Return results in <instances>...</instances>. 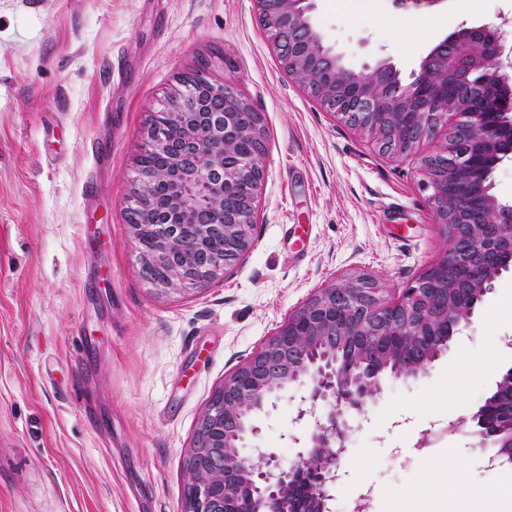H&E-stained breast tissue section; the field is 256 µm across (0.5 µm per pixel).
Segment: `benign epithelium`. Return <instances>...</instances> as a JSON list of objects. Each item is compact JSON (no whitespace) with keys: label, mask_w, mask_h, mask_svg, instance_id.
<instances>
[{"label":"benign epithelium","mask_w":512,"mask_h":512,"mask_svg":"<svg viewBox=\"0 0 512 512\" xmlns=\"http://www.w3.org/2000/svg\"><path fill=\"white\" fill-rule=\"evenodd\" d=\"M260 25L289 74L329 111L366 133L392 158L420 155L421 183L444 246L397 301L367 276L333 281L294 310L248 361L224 378L200 414L186 459L183 512H298L295 491L325 512L333 500L350 429L384 379H408L468 329L495 279L512 268V204L470 209L459 187L492 149L498 119L479 105L494 82L512 103V45L497 24L462 26L440 40L409 80L388 60L355 71L325 45L314 0H255ZM464 41L485 47L460 67ZM167 107L150 114L128 208L133 243L148 279L163 265L167 291L201 285L234 268L252 247L254 213L265 171L260 114L227 81L197 69L180 79ZM454 93H448V87ZM245 137L252 149L227 145ZM432 144L434 149L423 151ZM307 386L295 421L311 428L304 450L284 465L265 448L244 455L259 433L254 417L293 384ZM472 434L490 459L512 465V367L471 416Z\"/></svg>","instance_id":"obj_1"}]
</instances>
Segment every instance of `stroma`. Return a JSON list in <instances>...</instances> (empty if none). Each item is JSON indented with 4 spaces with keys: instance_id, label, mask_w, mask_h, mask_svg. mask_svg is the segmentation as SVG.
<instances>
[{
    "instance_id": "stroma-1",
    "label": "stroma",
    "mask_w": 512,
    "mask_h": 512,
    "mask_svg": "<svg viewBox=\"0 0 512 512\" xmlns=\"http://www.w3.org/2000/svg\"><path fill=\"white\" fill-rule=\"evenodd\" d=\"M312 17L350 68L388 58L405 78L461 24L502 25L512 42V0H315ZM203 66L261 114L266 169L250 251L167 293L143 275L127 197L150 113ZM417 165L288 75L254 0H0V512H182L187 451L225 376L328 282L372 276L395 300L438 255ZM499 336H512V272L426 373L368 400L333 512L363 492L368 512H471L480 497L448 493L459 481L512 512V466L487 471L466 434L444 431L512 367ZM291 395L258 419V445L284 462Z\"/></svg>"
}]
</instances>
